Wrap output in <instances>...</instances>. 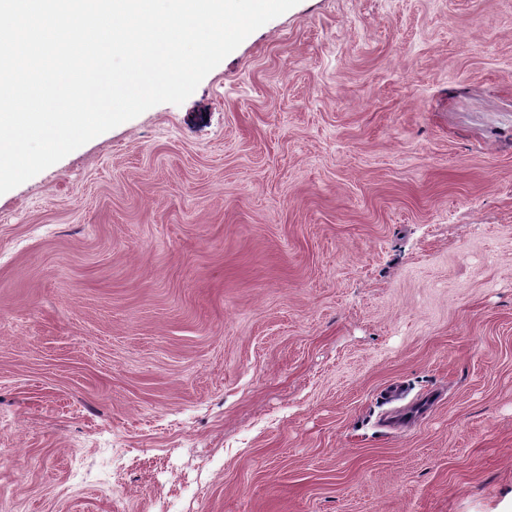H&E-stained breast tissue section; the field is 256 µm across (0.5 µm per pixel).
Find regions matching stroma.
<instances>
[{"instance_id": "stroma-1", "label": "stroma", "mask_w": 512, "mask_h": 512, "mask_svg": "<svg viewBox=\"0 0 512 512\" xmlns=\"http://www.w3.org/2000/svg\"><path fill=\"white\" fill-rule=\"evenodd\" d=\"M0 512H512V0H300L0 195Z\"/></svg>"}]
</instances>
